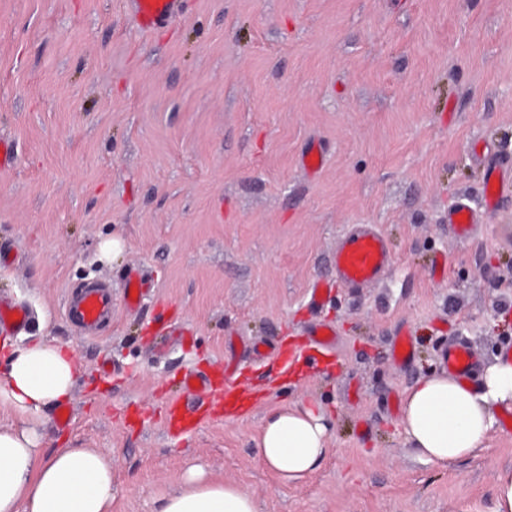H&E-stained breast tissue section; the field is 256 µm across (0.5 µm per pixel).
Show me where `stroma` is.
I'll list each match as a JSON object with an SVG mask.
<instances>
[{
  "mask_svg": "<svg viewBox=\"0 0 512 512\" xmlns=\"http://www.w3.org/2000/svg\"><path fill=\"white\" fill-rule=\"evenodd\" d=\"M0 137L16 146L0 171V247L16 258L0 295L35 312L0 341L72 352V422L51 411L42 448L105 451L112 512H157L194 468L257 512H492L512 428L441 467L406 446L395 400L440 369L449 339L483 369L512 346V194L476 240L448 233L457 198L482 204L473 145L512 157V0H182L149 33L124 0H0ZM313 139L324 161L311 174ZM350 224L379 225L393 268L309 310ZM133 265L154 282L138 312L116 304L111 327L81 334L67 294L94 280L121 294ZM172 317L188 336L153 352L157 320ZM315 320L336 332L317 365L243 368L253 343H302ZM402 329L413 352L400 366ZM228 363L254 393L244 416L169 438L186 369ZM284 404L330 422L322 464L299 483L256 444Z\"/></svg>",
  "mask_w": 512,
  "mask_h": 512,
  "instance_id": "obj_1",
  "label": "stroma"
}]
</instances>
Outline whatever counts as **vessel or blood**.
I'll return each mask as SVG.
<instances>
[{"label": "vessel or blood", "instance_id": "1", "mask_svg": "<svg viewBox=\"0 0 512 512\" xmlns=\"http://www.w3.org/2000/svg\"><path fill=\"white\" fill-rule=\"evenodd\" d=\"M137 28L144 33L179 16L180 0H128ZM482 167L483 206L475 208L468 199L457 200L448 209V232L456 239H475L485 222L488 212L497 209L503 190L512 184V162L505 161L490 149L477 153ZM394 264L387 240L378 225L355 224L339 237L331 253L333 282L314 281L309 289L308 305L320 309L331 287L346 288L353 292L381 283ZM151 287V280L137 267L128 268L123 283V304L129 311H136L142 297ZM112 290L107 282H94L67 295L64 312L86 334L93 335L112 320ZM29 319L27 309L6 297H0V329L20 328ZM305 334L307 346H290L283 360L285 367L304 360L307 349L328 354L335 344V332L326 323H310ZM440 362L451 374L469 381L475 380L478 361L467 341H449L440 356ZM200 422L196 409L171 404L165 416L167 432L173 436L191 433Z\"/></svg>", "mask_w": 512, "mask_h": 512}]
</instances>
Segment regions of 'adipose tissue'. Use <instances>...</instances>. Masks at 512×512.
<instances>
[{"label":"adipose tissue","mask_w":512,"mask_h":512,"mask_svg":"<svg viewBox=\"0 0 512 512\" xmlns=\"http://www.w3.org/2000/svg\"><path fill=\"white\" fill-rule=\"evenodd\" d=\"M78 371L69 349L43 341L0 349V406L19 420L0 430V512H112V464L97 448L43 454L50 411L69 399ZM512 407V356L487 367L480 385L434 371L405 395L407 447L423 460L448 464L480 448L498 411ZM260 456L282 481L315 472L328 452L322 412L302 405L273 409L257 439ZM159 512H256L250 494L189 470L179 493Z\"/></svg>","instance_id":"adipose-tissue-1"}]
</instances>
